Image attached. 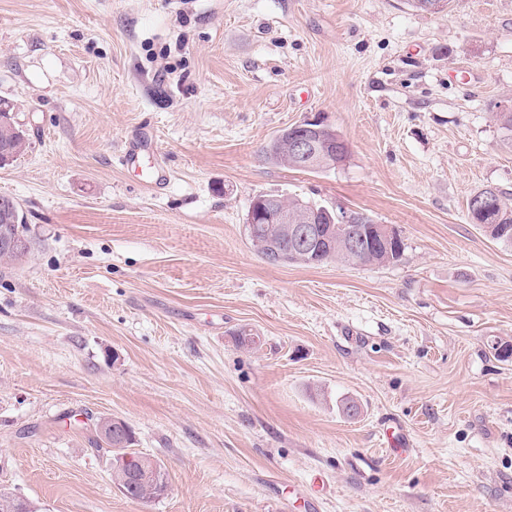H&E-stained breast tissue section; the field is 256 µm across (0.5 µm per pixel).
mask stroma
<instances>
[{
  "label": "stroma",
  "instance_id": "stroma-1",
  "mask_svg": "<svg viewBox=\"0 0 512 512\" xmlns=\"http://www.w3.org/2000/svg\"><path fill=\"white\" fill-rule=\"evenodd\" d=\"M0 98L28 135L0 195L33 238L0 263L1 489L42 512H512V248L467 209L512 193V0H0ZM318 113L340 166L264 159ZM260 194L364 213L403 252L269 263ZM102 417L164 496L117 488Z\"/></svg>",
  "mask_w": 512,
  "mask_h": 512
}]
</instances>
